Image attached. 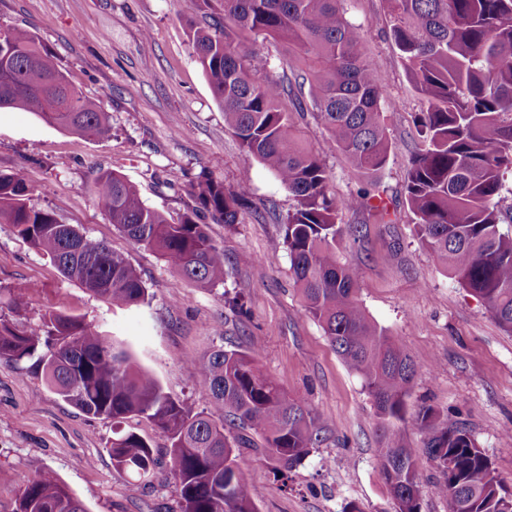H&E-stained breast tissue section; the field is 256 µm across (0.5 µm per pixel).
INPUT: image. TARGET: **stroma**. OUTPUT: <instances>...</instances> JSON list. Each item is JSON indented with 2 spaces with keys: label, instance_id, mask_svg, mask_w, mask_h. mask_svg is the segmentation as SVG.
Returning a JSON list of instances; mask_svg holds the SVG:
<instances>
[{
  "label": "stroma",
  "instance_id": "obj_1",
  "mask_svg": "<svg viewBox=\"0 0 512 512\" xmlns=\"http://www.w3.org/2000/svg\"><path fill=\"white\" fill-rule=\"evenodd\" d=\"M344 9L383 81L392 148L376 191L393 217L383 224L364 211L343 213V223L364 224L366 237L341 259L359 271L357 296L368 316L419 365L410 406L427 403L449 423L465 424L512 494V334L415 235L404 189L423 104L390 37L387 0H345ZM194 20L179 0H0V25L30 30L71 84L101 102L111 126L108 137L92 139L1 109L0 173L21 174L36 190L37 207L122 255L139 272L147 302L120 308L91 295L9 224H0V298L27 291L14 321L29 328L52 312L82 317L195 412L211 408L198 360L218 347L257 351L261 367L308 403L323 436L286 486L261 453L241 449L259 512H349L353 503L362 512H395L377 463L373 403L305 314L293 284L282 226L292 200L227 130L189 38ZM102 169L123 175L173 223L192 207L188 190L202 176L245 190L252 211L244 223L198 216L224 250L223 283L178 281L164 259L132 244L92 201L88 187ZM244 252L256 264L240 263ZM237 294L247 315L224 304ZM401 431L417 460L421 512H448L421 434L408 424ZM111 440L110 421L65 402L27 364L0 361V512H12L25 480L38 472L64 483L87 512H180L168 462L130 490L127 474L112 464Z\"/></svg>",
  "mask_w": 512,
  "mask_h": 512
}]
</instances>
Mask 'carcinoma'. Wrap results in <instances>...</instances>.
<instances>
[{
    "instance_id": "obj_1",
    "label": "carcinoma",
    "mask_w": 512,
    "mask_h": 512,
    "mask_svg": "<svg viewBox=\"0 0 512 512\" xmlns=\"http://www.w3.org/2000/svg\"><path fill=\"white\" fill-rule=\"evenodd\" d=\"M391 38L425 110L415 122L421 143L411 153L405 186L421 245L458 285L480 298L512 333V234L501 231L495 199L501 173L512 169V0H388ZM343 0H219L193 32V47L224 121L243 150L258 158L293 199L284 241L294 284L341 359L361 378L382 424L378 464L394 492L395 512H421L416 460L395 422L411 423L442 473L438 492L455 512H499L504 498L488 458L468 429L448 425L430 405L409 409L418 364L367 315L357 298L359 272L339 259L363 238L360 224L339 215L362 209L385 219V201L369 192L338 197L320 156L305 147L292 113L309 112L327 130L326 150L339 152L360 176L387 164L390 142L377 67L363 33L344 16ZM273 40L285 54L274 66L257 47ZM0 108L30 112L82 135L104 137L101 106L85 97L31 31L0 27ZM97 207L135 245L164 258L179 280L201 287L224 281V250L195 220H245L244 191L206 177L190 188L195 202L171 223L146 206L113 171L89 187ZM34 189L18 174L0 173V223L44 252L63 277L126 308L146 289L137 270L103 241L58 232L54 214L36 207ZM25 296L0 313V361L30 363L64 400L112 422V464L139 488L158 464L148 441L123 428L143 418L169 440V462L181 512H258L248 473L238 462V432L251 430L281 479L320 442L302 399L262 370L255 353L217 348L199 360L213 410L193 412L172 400L129 355L81 319L51 314L38 328L15 324ZM12 512H87L54 477H28Z\"/></svg>"
}]
</instances>
